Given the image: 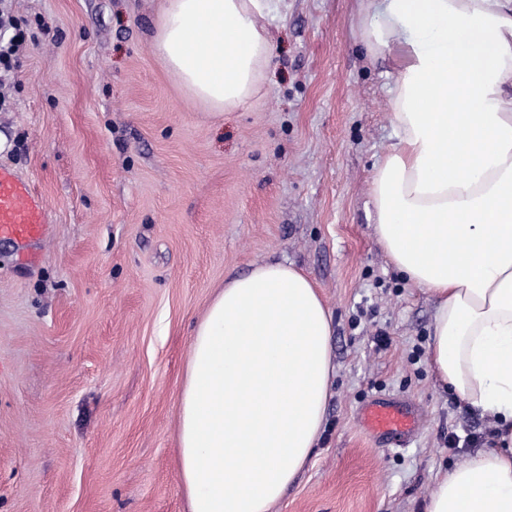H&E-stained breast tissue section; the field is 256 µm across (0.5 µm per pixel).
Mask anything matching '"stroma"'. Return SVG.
<instances>
[{"mask_svg": "<svg viewBox=\"0 0 512 512\" xmlns=\"http://www.w3.org/2000/svg\"><path fill=\"white\" fill-rule=\"evenodd\" d=\"M270 4L257 93L213 118L153 50L162 0H0L27 32L0 72V164L49 224L0 240V512H188L193 331L226 278L268 259L318 286L335 365L323 437L276 512H425L438 472L492 447L435 378L431 296L374 233L390 61L363 45L359 0ZM380 396L418 408L404 444L364 434Z\"/></svg>", "mask_w": 512, "mask_h": 512, "instance_id": "35a3bbf8", "label": "stroma"}]
</instances>
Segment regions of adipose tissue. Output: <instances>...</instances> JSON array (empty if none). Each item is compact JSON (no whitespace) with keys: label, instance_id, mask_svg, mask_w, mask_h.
Instances as JSON below:
<instances>
[{"label":"adipose tissue","instance_id":"adipose-tissue-1","mask_svg":"<svg viewBox=\"0 0 512 512\" xmlns=\"http://www.w3.org/2000/svg\"><path fill=\"white\" fill-rule=\"evenodd\" d=\"M360 36L395 65L397 142L377 165L374 233L435 306L440 384L494 427L440 473L426 512H512V0H361ZM268 0H164L166 70L213 115L254 95ZM331 314L285 261L225 280L197 323L179 400L190 512H273L326 423Z\"/></svg>","mask_w":512,"mask_h":512}]
</instances>
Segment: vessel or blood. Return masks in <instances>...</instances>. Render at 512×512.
Instances as JSON below:
<instances>
[{"mask_svg": "<svg viewBox=\"0 0 512 512\" xmlns=\"http://www.w3.org/2000/svg\"><path fill=\"white\" fill-rule=\"evenodd\" d=\"M46 232L41 198L11 168L0 166V238L27 244ZM418 410L410 403L375 398L361 410L360 424L375 442L397 441L415 431Z\"/></svg>", "mask_w": 512, "mask_h": 512, "instance_id": "1", "label": "vessel or blood"}]
</instances>
